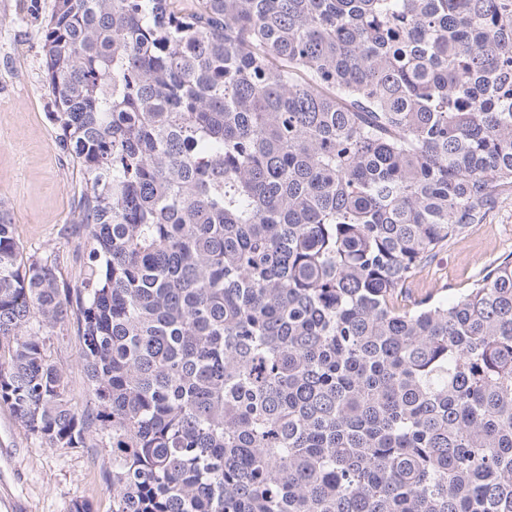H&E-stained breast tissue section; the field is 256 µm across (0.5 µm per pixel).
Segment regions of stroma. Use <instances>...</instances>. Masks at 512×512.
Returning a JSON list of instances; mask_svg holds the SVG:
<instances>
[{
    "label": "stroma",
    "instance_id": "obj_1",
    "mask_svg": "<svg viewBox=\"0 0 512 512\" xmlns=\"http://www.w3.org/2000/svg\"><path fill=\"white\" fill-rule=\"evenodd\" d=\"M54 0H0V206L26 254L59 255V285L76 289L87 259V230L77 222L81 176L62 154L49 114L41 31ZM512 255V193L498 198L480 224L423 263L404 302L452 298L490 265ZM66 375V397L86 407L90 392L79 359L74 319L58 323L47 343ZM112 456L98 435L81 448H50L0 403V512H71L78 501L112 512L106 482Z\"/></svg>",
    "mask_w": 512,
    "mask_h": 512
}]
</instances>
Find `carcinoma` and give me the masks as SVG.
Listing matches in <instances>:
<instances>
[{
  "instance_id": "obj_1",
  "label": "carcinoma",
  "mask_w": 512,
  "mask_h": 512,
  "mask_svg": "<svg viewBox=\"0 0 512 512\" xmlns=\"http://www.w3.org/2000/svg\"><path fill=\"white\" fill-rule=\"evenodd\" d=\"M42 50L89 251L0 210L33 436L100 435L112 512H512V258L399 301L512 188V0H55ZM47 342L48 354L61 367L66 375V397L83 409L90 399L88 383L79 359V336L74 318L69 317L58 323ZM89 404V403H88Z\"/></svg>"
}]
</instances>
